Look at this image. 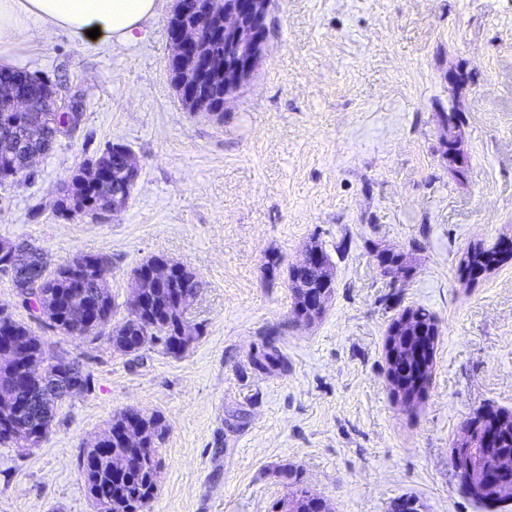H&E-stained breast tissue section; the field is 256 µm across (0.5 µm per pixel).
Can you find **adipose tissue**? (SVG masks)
Instances as JSON below:
<instances>
[{"label": "adipose tissue", "mask_w": 512, "mask_h": 512, "mask_svg": "<svg viewBox=\"0 0 512 512\" xmlns=\"http://www.w3.org/2000/svg\"><path fill=\"white\" fill-rule=\"evenodd\" d=\"M156 9L157 0H0V65H13L14 51L35 40L32 22L80 36L96 27L100 42L119 45Z\"/></svg>", "instance_id": "1"}]
</instances>
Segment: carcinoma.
<instances>
[{
	"mask_svg": "<svg viewBox=\"0 0 512 512\" xmlns=\"http://www.w3.org/2000/svg\"><path fill=\"white\" fill-rule=\"evenodd\" d=\"M7 82L25 89L30 99L40 106L34 116L44 121H57L64 124L68 121V113L45 111L43 99L50 90L49 84L33 79L14 70L3 71ZM51 147V140L30 141L24 145L6 144L0 141V160L6 161L3 153L11 152L18 164L12 171L0 167V183L14 181L21 174V168L27 160L41 154ZM92 161L105 167L111 180L100 186L92 185L82 178L81 169H76L62 185L60 195L54 201L51 213L59 218H70L76 215L99 217L98 211L110 206L112 184L122 177L121 163L112 155V144L107 143L92 158ZM323 263L317 268L300 276L289 273L291 281L292 312L299 315L298 306L304 303L302 289L315 288L322 277L331 272V263L327 254H322ZM512 259V237L503 236L491 248L475 246L461 258L460 267L467 271V276L474 279L492 272L507 260ZM94 260L105 263L109 259L99 255L78 256L73 263L63 262L52 272H46L42 252L30 250L20 244L13 245L8 253H0V263L10 262L19 266L20 273L38 270L40 275L36 292L26 300L25 308L30 315H35L39 304L44 303L53 308L60 317L56 322H44L45 328L74 339L92 341L99 334L85 335L86 328L78 327L73 318L83 316L90 320L100 319L108 327L107 340L112 350L121 355H135L155 345L174 356L181 354L180 329L184 324L181 309L177 307V298L186 292L201 287L198 275L182 263L174 265L170 277L157 284L145 279V271L157 263H166L168 258L154 255L142 262L133 270L129 292H140L147 297L148 305L135 321L121 320L112 323L116 304L109 283L98 279V269L92 264ZM413 320L414 326L425 329L427 348L422 352V359L414 356L413 349L406 350V355L397 361L407 367L408 387L402 388L399 379L392 380L394 391L401 400H406L409 389L417 386L426 389L429 383L433 361V351L437 330L434 316L423 307L406 310ZM0 324L9 328L11 333L26 341L27 358L34 368L24 371L16 368L9 372L12 362L8 360L6 351L0 352V385L10 382L16 377V396L26 402L17 421L33 427L47 421H54L58 402L66 392L87 391L91 385L90 373L84 371L75 358L64 357V361L51 365L41 371L40 364L47 361L54 351L48 343L36 335L31 327L12 317L0 309ZM252 365L259 370H288L286 356L277 348L263 350L252 358ZM496 416L507 419V423L496 427L494 421L485 422L484 429L493 432L496 447H482V440H469V445L484 455H509L512 453V414L494 410ZM168 426L159 413L139 414L135 419L127 418V411L113 416L109 429L101 434L99 448H86L78 457V470L84 477L89 497L96 512H147L150 503L156 498L158 491L159 460L147 457L145 449L157 451L165 440ZM293 512H326L322 498L313 493L300 482H295L292 500Z\"/></svg>",
	"mask_w": 512,
	"mask_h": 512,
	"instance_id": "1",
	"label": "carcinoma"
}]
</instances>
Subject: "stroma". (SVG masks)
Returning <instances> with one entry per match:
<instances>
[{
    "instance_id": "35a3bbf8",
    "label": "stroma",
    "mask_w": 512,
    "mask_h": 512,
    "mask_svg": "<svg viewBox=\"0 0 512 512\" xmlns=\"http://www.w3.org/2000/svg\"><path fill=\"white\" fill-rule=\"evenodd\" d=\"M135 41L54 30L16 66L79 101L82 121L0 185V242L49 265L107 256L118 307L134 267L162 254L202 281L185 309L183 355L113 352L34 324L78 358L90 391L60 403L28 453L0 447V512H95L77 459L122 410L161 413L159 490L149 512H280L294 482L329 512H484L451 453L472 412L512 411V262L461 279L468 248L512 236V0H275L266 50L223 123L187 111L166 72L174 0ZM469 79L457 98L448 73ZM461 118L464 166L449 163L442 112ZM140 174L102 221L53 218L49 202L105 143ZM330 257L322 315L291 314L288 271L310 244ZM402 254L404 272L378 264ZM424 307L438 336L413 405L393 391L391 325ZM287 372L251 363L263 344Z\"/></svg>"
}]
</instances>
